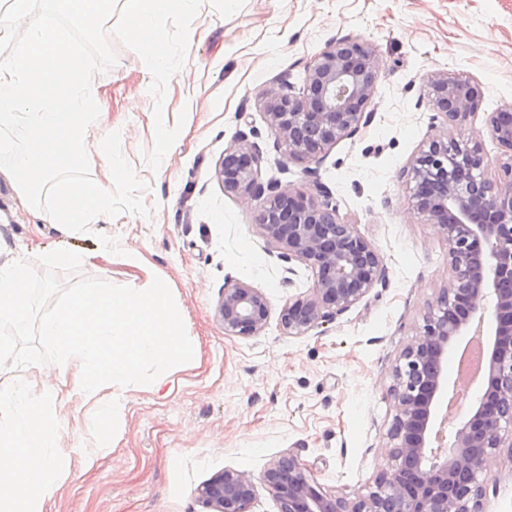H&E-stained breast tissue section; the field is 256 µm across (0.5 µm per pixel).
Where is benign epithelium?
Here are the masks:
<instances>
[{
    "instance_id": "1",
    "label": "benign epithelium",
    "mask_w": 512,
    "mask_h": 512,
    "mask_svg": "<svg viewBox=\"0 0 512 512\" xmlns=\"http://www.w3.org/2000/svg\"><path fill=\"white\" fill-rule=\"evenodd\" d=\"M379 61L375 50L348 37L333 40L307 66L302 92L282 82L263 92L265 114L289 159L321 164L324 151L367 127ZM432 108L455 126L474 117L481 93L469 80L433 72L426 80ZM489 132L504 150L501 177L486 173L480 143L448 136L443 127L413 156L418 211L437 224L448 241L450 275L425 318L423 334L401 353L389 396L394 415L387 431L394 461L376 489L351 501L323 495L294 455L279 458L262 476L278 512H483L480 478L501 448L512 449V104L488 118ZM260 149L240 135L219 164L224 191L263 199L257 215L262 236L281 260H297L317 273L312 293L286 303L280 325L304 336L348 311L378 284L386 267L355 224L343 221L320 183L309 197L293 195L270 180L259 182ZM216 318L224 331L257 336L270 316L258 288L227 281ZM487 336L483 392L470 417L444 443L436 419L448 393V351L461 336ZM253 478L227 469L198 489L207 512H253Z\"/></svg>"
}]
</instances>
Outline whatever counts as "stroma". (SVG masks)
<instances>
[{
    "mask_svg": "<svg viewBox=\"0 0 512 512\" xmlns=\"http://www.w3.org/2000/svg\"><path fill=\"white\" fill-rule=\"evenodd\" d=\"M341 37L371 45L379 58L372 120L328 149L317 177L306 161L280 172L261 94L284 80L302 89L309 63ZM116 51L117 64L94 77L92 95L149 185L142 194L149 216L104 217L89 232L65 236L34 223L0 180V233L18 239L28 261L65 248L82 255L87 277L126 286L163 279L195 358L174 373L169 395L130 386L111 447L97 450L87 442L95 404L67 395L80 360L64 372L55 364L0 369V382L58 393L65 466L44 512H202L200 486L227 469L257 479L254 512H277L260 478L288 453L323 493L367 495L393 464L386 436L392 369L422 334L450 274L446 237L416 210L407 172L434 134L425 83L448 71L478 86V113L448 133L480 141L487 174L497 177L504 154L486 119L512 103V0H204L164 103L167 126L181 116L186 122L155 171L145 158L154 145L153 77L135 52ZM250 130L262 179H279L295 194L310 193L320 179L340 218L355 224L387 269L385 286L305 336L283 331L279 315L288 300L310 294L312 270L297 262L286 275L256 224L261 201L225 192L217 176L225 149ZM128 247L141 253L142 268L119 261L117 250ZM228 279L267 297L260 335H226L216 320ZM484 490L483 512H512V450L492 459Z\"/></svg>",
    "mask_w": 512,
    "mask_h": 512,
    "instance_id": "stroma-1",
    "label": "stroma"
}]
</instances>
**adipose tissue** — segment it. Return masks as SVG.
<instances>
[{
	"instance_id": "obj_1",
	"label": "adipose tissue",
	"mask_w": 512,
	"mask_h": 512,
	"mask_svg": "<svg viewBox=\"0 0 512 512\" xmlns=\"http://www.w3.org/2000/svg\"><path fill=\"white\" fill-rule=\"evenodd\" d=\"M19 241L0 234V321H23L35 267L20 255ZM56 395L0 383V512H43L52 495L62 458Z\"/></svg>"
}]
</instances>
